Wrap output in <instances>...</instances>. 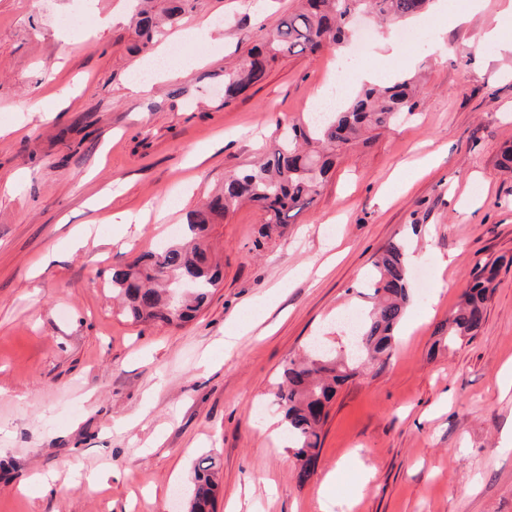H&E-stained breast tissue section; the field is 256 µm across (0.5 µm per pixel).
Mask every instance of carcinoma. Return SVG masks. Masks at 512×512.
I'll list each match as a JSON object with an SVG mask.
<instances>
[{"label":"carcinoma","instance_id":"carcinoma-1","mask_svg":"<svg viewBox=\"0 0 512 512\" xmlns=\"http://www.w3.org/2000/svg\"><path fill=\"white\" fill-rule=\"evenodd\" d=\"M199 2L130 0L135 51L151 50L163 38L165 26L177 25ZM429 4L430 0H302L299 10L281 17L273 30L261 35L241 65L224 71V105L261 83L279 57L339 49L351 33L349 19L357 13L391 23L417 16ZM419 105L413 80L402 79L362 89L340 111L327 112L321 120L310 116L285 128L262 159L224 177L221 187L187 215L175 240L112 272V292L122 300V315L134 324L184 326L208 303L222 279L220 264L207 258L213 225L247 201L264 216L260 237L283 233L294 216L314 204L339 150L355 145L367 130L392 126ZM186 279L195 283L188 291L178 288ZM493 280L494 269L486 265L471 271L459 304L440 327L448 346L478 335ZM368 286L372 302L356 332L362 358L308 349L285 361L275 384L274 403L281 409L284 433L299 461L301 483L313 474L337 388L362 371L360 363L379 362L393 349L412 290L403 241L390 242L378 253ZM217 475L213 458L198 460L188 512H214Z\"/></svg>","mask_w":512,"mask_h":512}]
</instances>
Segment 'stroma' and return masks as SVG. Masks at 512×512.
Returning a JSON list of instances; mask_svg holds the SVG:
<instances>
[{
  "label": "stroma",
  "instance_id": "35a3bbf8",
  "mask_svg": "<svg viewBox=\"0 0 512 512\" xmlns=\"http://www.w3.org/2000/svg\"><path fill=\"white\" fill-rule=\"evenodd\" d=\"M505 0L428 11L381 62L419 77L411 119L339 153L313 207L284 236L243 205L216 225L224 280L186 326L116 312L112 271L154 250L225 176L302 121L353 50L283 57L231 105L224 70L299 0H200L175 33L195 67L134 96L154 54L105 25L126 0H0V512H172L198 458L219 466L216 512H512V53L483 42ZM81 8L88 28L58 18ZM446 28L439 49L434 28ZM41 99L43 122L23 106ZM197 149L199 164L188 162ZM133 218L129 246L106 216ZM84 228L96 236L74 250ZM405 239L415 282L399 344L338 389L314 475L297 460L270 395L315 336L343 351V318L366 308L377 253ZM331 270L316 276V268ZM496 265L473 340L435 347L475 265ZM238 346L225 352L229 327ZM41 474L63 494L30 484Z\"/></svg>",
  "mask_w": 512,
  "mask_h": 512
}]
</instances>
